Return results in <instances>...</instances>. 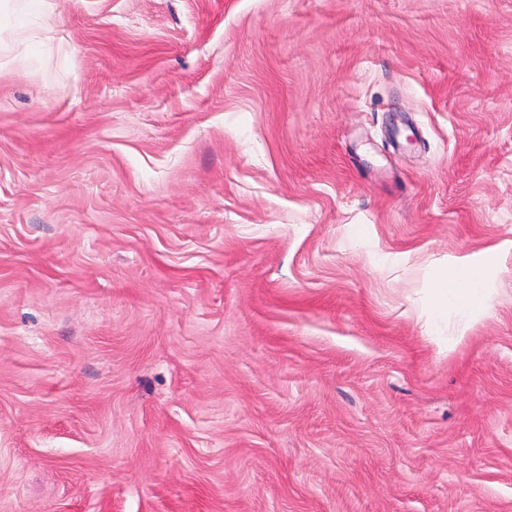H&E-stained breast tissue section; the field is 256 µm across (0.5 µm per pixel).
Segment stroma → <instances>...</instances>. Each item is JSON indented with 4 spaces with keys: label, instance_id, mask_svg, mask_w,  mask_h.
<instances>
[{
    "label": "stroma",
    "instance_id": "stroma-1",
    "mask_svg": "<svg viewBox=\"0 0 512 512\" xmlns=\"http://www.w3.org/2000/svg\"><path fill=\"white\" fill-rule=\"evenodd\" d=\"M46 30L0 64V512H512V0Z\"/></svg>",
    "mask_w": 512,
    "mask_h": 512
}]
</instances>
